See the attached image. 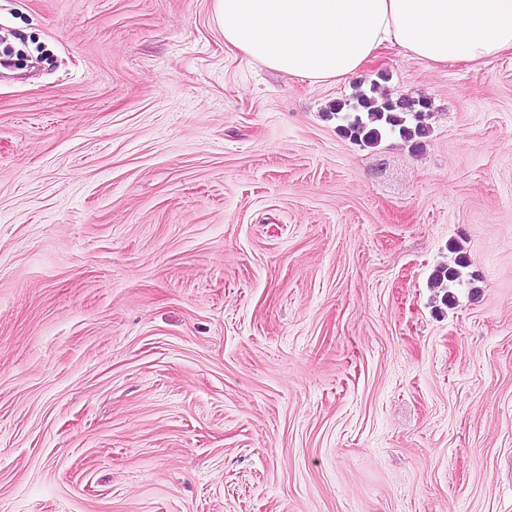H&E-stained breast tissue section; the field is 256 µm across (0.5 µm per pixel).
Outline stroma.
<instances>
[{"label":"stroma","instance_id":"35a3bbf8","mask_svg":"<svg viewBox=\"0 0 512 512\" xmlns=\"http://www.w3.org/2000/svg\"><path fill=\"white\" fill-rule=\"evenodd\" d=\"M3 32L0 512H512V56L302 82L213 0ZM374 81L420 148L328 117ZM455 250L456 257L452 264H443L434 270L430 281L432 287L444 288V286L448 285V288H451L463 282L464 269L468 267V261L466 255L461 250L458 248Z\"/></svg>","mask_w":512,"mask_h":512}]
</instances>
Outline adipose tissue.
<instances>
[{"label":"adipose tissue","instance_id":"ef3b65f1","mask_svg":"<svg viewBox=\"0 0 512 512\" xmlns=\"http://www.w3.org/2000/svg\"><path fill=\"white\" fill-rule=\"evenodd\" d=\"M226 48L310 82H342L383 51L435 67L512 54V0H214Z\"/></svg>","mask_w":512,"mask_h":512}]
</instances>
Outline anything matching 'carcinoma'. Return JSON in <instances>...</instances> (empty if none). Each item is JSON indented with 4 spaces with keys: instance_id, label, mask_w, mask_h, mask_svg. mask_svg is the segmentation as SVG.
Wrapping results in <instances>:
<instances>
[{
    "instance_id": "obj_1",
    "label": "carcinoma",
    "mask_w": 512,
    "mask_h": 512,
    "mask_svg": "<svg viewBox=\"0 0 512 512\" xmlns=\"http://www.w3.org/2000/svg\"><path fill=\"white\" fill-rule=\"evenodd\" d=\"M427 110L426 100L395 99L376 82L369 89L358 92L351 101H336L329 105V115L341 121V133L363 147L377 146L388 134H396L412 146L421 147V140L429 135V127L423 121ZM467 267L466 255L456 250L453 263L434 270L432 287H452L463 282Z\"/></svg>"
}]
</instances>
